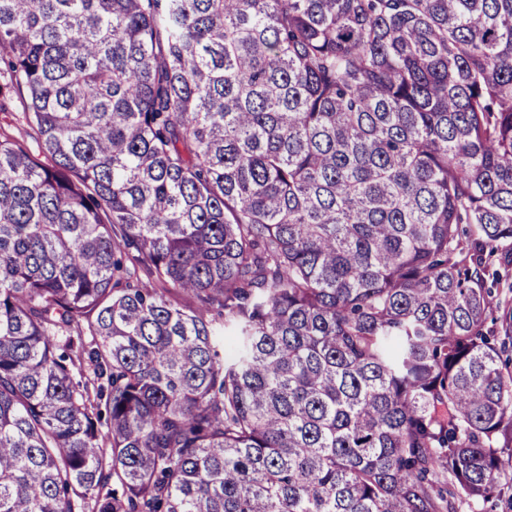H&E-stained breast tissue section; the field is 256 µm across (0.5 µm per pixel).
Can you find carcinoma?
Here are the masks:
<instances>
[{
  "label": "carcinoma",
  "instance_id": "carcinoma-1",
  "mask_svg": "<svg viewBox=\"0 0 512 512\" xmlns=\"http://www.w3.org/2000/svg\"><path fill=\"white\" fill-rule=\"evenodd\" d=\"M0 51V512L512 491V0H0ZM27 103L26 91L11 83L8 67L0 62V136L22 141L32 154L48 163L38 141L29 133L24 118ZM501 251L499 250L491 259L493 262V268L498 269L501 274V278L498 282L492 284L493 288V311L489 314L487 320L488 327H496L498 323L494 324L495 318H498L501 311L496 309L497 303L501 302V306L512 307V265H509L505 270L503 265L499 264V256Z\"/></svg>",
  "mask_w": 512,
  "mask_h": 512
}]
</instances>
